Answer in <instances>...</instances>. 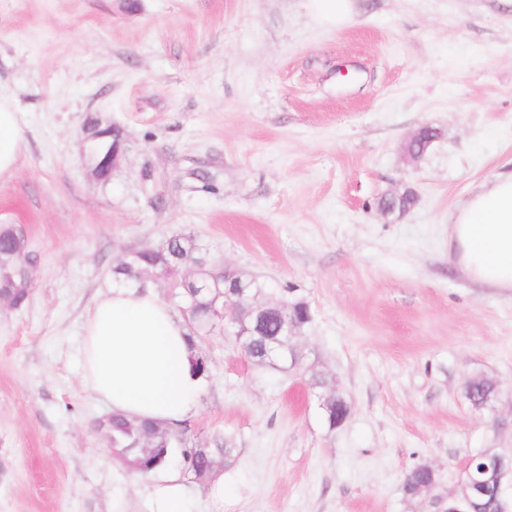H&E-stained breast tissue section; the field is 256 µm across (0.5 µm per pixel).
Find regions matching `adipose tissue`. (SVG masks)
Returning <instances> with one entry per match:
<instances>
[{
	"instance_id": "adipose-tissue-1",
	"label": "adipose tissue",
	"mask_w": 512,
	"mask_h": 512,
	"mask_svg": "<svg viewBox=\"0 0 512 512\" xmlns=\"http://www.w3.org/2000/svg\"><path fill=\"white\" fill-rule=\"evenodd\" d=\"M25 140L14 100L0 94V178L12 175ZM448 254L485 288L512 289V172L481 184L450 216ZM188 326L153 287L115 285L83 326L85 377L116 413L170 425L197 409L199 378Z\"/></svg>"
}]
</instances>
